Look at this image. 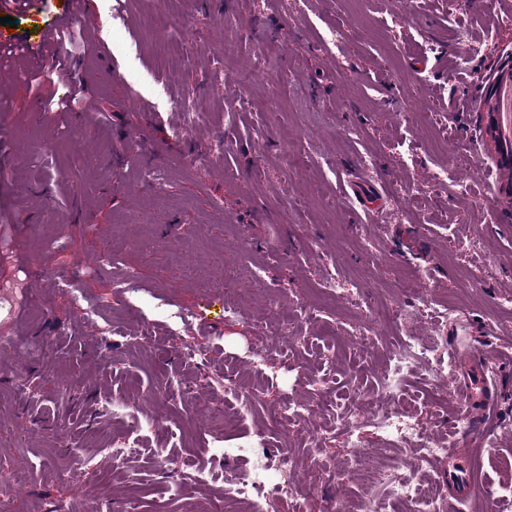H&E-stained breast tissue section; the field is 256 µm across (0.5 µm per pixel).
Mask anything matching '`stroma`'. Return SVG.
Here are the masks:
<instances>
[{
  "label": "stroma",
  "instance_id": "stroma-1",
  "mask_svg": "<svg viewBox=\"0 0 512 512\" xmlns=\"http://www.w3.org/2000/svg\"><path fill=\"white\" fill-rule=\"evenodd\" d=\"M227 15L234 30L223 42L213 32ZM84 16L96 37L73 45L71 65L102 114L33 120L38 92L0 78V232L12 249L0 282L23 281L30 298L0 307V336L19 341L0 349V469L31 475L8 512H43L68 498L81 469L65 446L98 444L108 426L95 406L105 394L159 422L171 463L158 470L147 449L106 464L87 481L79 512H94L103 493L116 512L132 503L137 512H192L223 497L220 482L186 484L175 496L168 486L180 462L209 458L212 380L249 376L247 356L270 343L276 318L290 319L299 335L271 356L244 424L288 446L303 494L276 512L357 502L362 484L343 476L355 452L375 466L393 449L370 427L356 450L339 440L311 447L306 432L325 420L316 390L324 375L343 400L376 395L379 360L393 341L377 337L367 358H354L360 315L423 268L433 308L453 304L465 316L450 327L419 317L408 332L443 349L512 343V310L499 306L512 295V212L497 203L492 168L478 165L476 136L487 85L512 52V10L490 13L488 0H308L302 13L282 0H85ZM336 26L358 34L337 58L319 48L320 34ZM459 29L472 50L465 77L455 63ZM186 32L191 41L174 48ZM99 38L107 55L95 50ZM425 40L446 47V59L424 53ZM407 85L415 100H404ZM186 94L208 120L176 142L184 115L174 102ZM409 112L443 115L446 146L435 147L431 127L406 120ZM367 153L377 161L371 172L360 162ZM145 163L165 169L164 195L141 181ZM437 166L447 167L448 184L428 185ZM460 176L465 197L452 185ZM330 272L351 283L335 301L321 288ZM74 280L87 298L108 303L117 336L103 339L70 297ZM233 297L245 304L229 320ZM144 327L154 344L132 342ZM186 340L207 353L205 366L183 356ZM36 342L47 353L23 360L22 347ZM19 380L45 401L21 398ZM432 393L431 367L414 368L404 385L413 413L431 433L452 434L456 401L435 409ZM283 399L308 409L287 433L270 421ZM497 409L496 449L469 439L462 447L475 489L463 512H483L488 499L495 512H512L502 494L512 470L500 465L512 458V373L499 375Z\"/></svg>",
  "mask_w": 512,
  "mask_h": 512
}]
</instances>
